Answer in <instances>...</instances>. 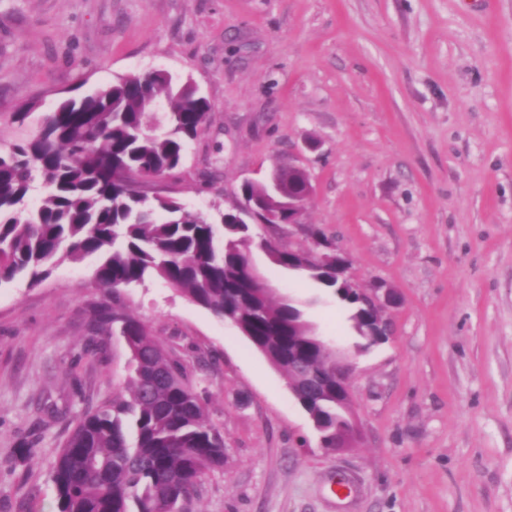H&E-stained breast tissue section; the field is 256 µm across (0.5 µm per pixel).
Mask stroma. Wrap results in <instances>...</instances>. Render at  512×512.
<instances>
[{
    "label": "stroma",
    "instance_id": "1",
    "mask_svg": "<svg viewBox=\"0 0 512 512\" xmlns=\"http://www.w3.org/2000/svg\"><path fill=\"white\" fill-rule=\"evenodd\" d=\"M153 70L194 82L211 112L149 194L206 213L295 163L305 224L256 237L305 250L316 225L357 285L395 297L392 335L364 350L333 294L252 255L353 358L360 439L336 453L234 326L157 280L124 290L224 434L188 512H512V0H0V145L25 104L37 121ZM93 266L0 286V512H57L60 446L123 390L121 336L82 357L106 300ZM24 440L29 469L13 461Z\"/></svg>",
    "mask_w": 512,
    "mask_h": 512
}]
</instances>
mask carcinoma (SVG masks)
Here are the masks:
<instances>
[{
  "label": "carcinoma",
  "instance_id": "carcinoma-1",
  "mask_svg": "<svg viewBox=\"0 0 512 512\" xmlns=\"http://www.w3.org/2000/svg\"><path fill=\"white\" fill-rule=\"evenodd\" d=\"M157 101L164 111L147 112ZM211 106L198 88L169 74L120 78L60 100L42 135L26 132L0 148V285L46 279L60 262L94 255L93 284L112 295L95 308L84 353L100 351L98 335L119 325L129 353L127 394L82 414L53 466L58 512H184L206 472L224 466V436L205 415V399L183 364L145 327L119 311L123 289L156 279L219 318L242 323L252 345L299 384L288 345L302 338L308 368L332 359L304 306L276 298L250 271L249 226L236 209L220 218L190 211L171 198L143 200L122 174L162 177L183 162ZM274 263L301 271L350 308L360 338L378 312L358 303L336 280V251L320 267L302 252L271 249ZM336 440V404L311 408ZM14 459L34 462L23 441Z\"/></svg>",
  "mask_w": 512,
  "mask_h": 512
}]
</instances>
